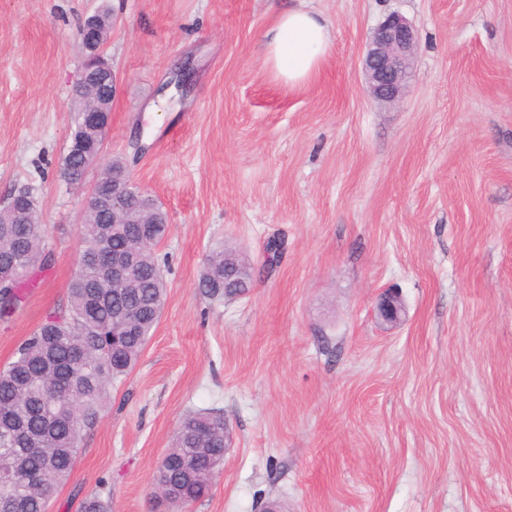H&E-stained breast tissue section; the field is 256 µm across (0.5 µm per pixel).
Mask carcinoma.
<instances>
[{
  "label": "carcinoma",
  "instance_id": "obj_1",
  "mask_svg": "<svg viewBox=\"0 0 512 512\" xmlns=\"http://www.w3.org/2000/svg\"><path fill=\"white\" fill-rule=\"evenodd\" d=\"M131 179L120 161L110 162L99 181ZM130 185L117 207L124 222L112 223V210L89 208L78 225L79 272L66 289L65 306L50 315L16 349L0 369V456L9 458L11 477L0 483V504L18 503V512H50L68 481L80 450L82 431L93 424L112 384L139 361L156 329L167 286L156 248L168 225L162 209ZM143 221L154 231L141 235ZM133 249L131 269L112 281L105 268ZM231 249L205 257L198 282L201 294L223 299L246 292L237 280L251 279V265ZM50 252L38 214L24 210L0 222V316L21 303L48 266ZM27 275L12 279L15 268ZM56 385L58 400L47 405L41 387ZM27 433L28 450L12 454L17 428ZM224 422L214 412L185 416L177 428L167 463L154 481L177 489L186 504L202 500L213 473L224 462Z\"/></svg>",
  "mask_w": 512,
  "mask_h": 512
}]
</instances>
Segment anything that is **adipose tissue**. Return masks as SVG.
I'll return each mask as SVG.
<instances>
[{
	"label": "adipose tissue",
	"instance_id": "obj_1",
	"mask_svg": "<svg viewBox=\"0 0 512 512\" xmlns=\"http://www.w3.org/2000/svg\"><path fill=\"white\" fill-rule=\"evenodd\" d=\"M331 44V30L319 14L299 6L280 13L263 37L264 63L288 85L309 81Z\"/></svg>",
	"mask_w": 512,
	"mask_h": 512
}]
</instances>
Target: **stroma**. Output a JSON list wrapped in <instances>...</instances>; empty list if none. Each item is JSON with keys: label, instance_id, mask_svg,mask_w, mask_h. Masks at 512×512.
I'll return each instance as SVG.
<instances>
[{"label": "stroma", "instance_id": "1", "mask_svg": "<svg viewBox=\"0 0 512 512\" xmlns=\"http://www.w3.org/2000/svg\"><path fill=\"white\" fill-rule=\"evenodd\" d=\"M301 3L333 40L289 87L262 41ZM104 5L106 157L166 213L167 296L51 512L95 494L111 512H512V0H0V207L30 188L51 253L0 320V367L77 271L99 170L71 187L58 169L79 28ZM394 12L416 48L390 105L362 60ZM225 244L255 267L232 301L197 288ZM392 289L405 317L390 327L375 309ZM191 411L221 413L233 445L206 498L168 506L153 472Z\"/></svg>", "mask_w": 512, "mask_h": 512}]
</instances>
